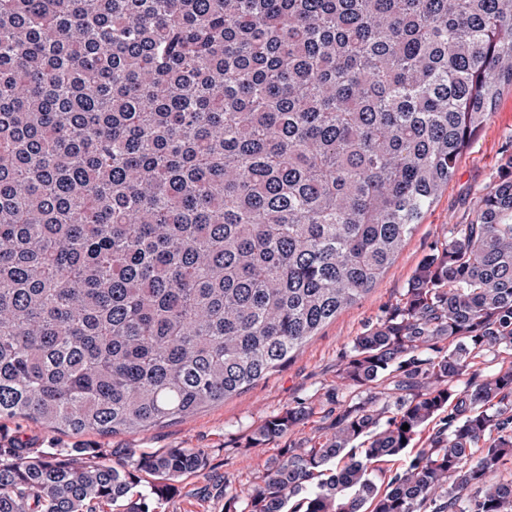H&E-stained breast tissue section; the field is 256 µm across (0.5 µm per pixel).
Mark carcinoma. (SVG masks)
Here are the masks:
<instances>
[{
    "label": "carcinoma",
    "mask_w": 512,
    "mask_h": 512,
    "mask_svg": "<svg viewBox=\"0 0 512 512\" xmlns=\"http://www.w3.org/2000/svg\"><path fill=\"white\" fill-rule=\"evenodd\" d=\"M506 86L512 0H0V418L136 432L281 367L374 287ZM488 353H512V181L355 338L339 386L391 394L336 400L244 512H512V361ZM206 463L0 448V512H153Z\"/></svg>",
    "instance_id": "cac0c4a2"
}]
</instances>
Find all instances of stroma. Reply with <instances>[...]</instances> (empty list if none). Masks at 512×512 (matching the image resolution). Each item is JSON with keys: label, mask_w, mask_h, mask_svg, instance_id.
<instances>
[{"label": "stroma", "mask_w": 512, "mask_h": 512, "mask_svg": "<svg viewBox=\"0 0 512 512\" xmlns=\"http://www.w3.org/2000/svg\"><path fill=\"white\" fill-rule=\"evenodd\" d=\"M506 179L512 180V89L502 91L447 187L406 240L395 262L369 293L321 328L289 363L225 402L144 431L72 435L19 418H2L0 444L24 438L34 449L100 448L112 454L117 463L126 453L197 448L207 456L205 468L177 479L158 512H241L242 491L260 482L269 459L289 443L301 444L329 434L337 374L355 337L396 304L417 265L444 240L450 226L475 222L483 195ZM299 402L307 403L314 413L291 438L252 445L254 431L266 419ZM228 484L236 489V496L225 495Z\"/></svg>", "instance_id": "35a3bbf8"}]
</instances>
